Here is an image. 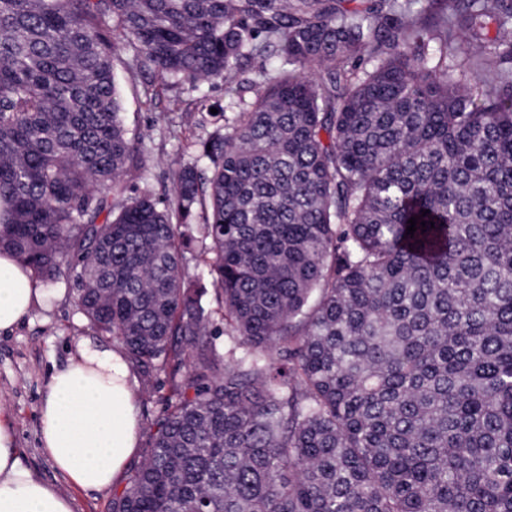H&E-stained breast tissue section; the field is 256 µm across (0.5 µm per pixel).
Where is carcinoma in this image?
I'll return each mask as SVG.
<instances>
[{"instance_id": "obj_1", "label": "carcinoma", "mask_w": 512, "mask_h": 512, "mask_svg": "<svg viewBox=\"0 0 512 512\" xmlns=\"http://www.w3.org/2000/svg\"><path fill=\"white\" fill-rule=\"evenodd\" d=\"M354 2L0 0V250L169 384L112 512H512V0ZM121 56L224 81L164 205Z\"/></svg>"}]
</instances>
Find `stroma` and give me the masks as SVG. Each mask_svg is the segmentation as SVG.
<instances>
[{
  "label": "stroma",
  "mask_w": 512,
  "mask_h": 512,
  "mask_svg": "<svg viewBox=\"0 0 512 512\" xmlns=\"http://www.w3.org/2000/svg\"><path fill=\"white\" fill-rule=\"evenodd\" d=\"M116 79L128 127L134 131L151 128L162 135L145 155L142 168L129 174L128 180L139 189L150 191L156 200L165 201L171 194L176 163L198 161L193 143L203 134L202 129L179 126L168 110L169 100L178 93L186 99L200 93L220 105L224 102V83L219 80L204 84L196 91L184 84L175 90L167 82L121 66L116 69ZM147 82L153 83L159 98L153 106L144 104L138 94ZM45 290L49 298L44 305L33 309L12 332L0 334V401L14 415L16 442L24 466L72 498L74 512H112L111 492H85L72 486L54 469L38 442V413L51 374L68 364L77 340L87 338L101 345L111 342L110 337L96 334L78 312L73 285L66 278L46 285Z\"/></svg>",
  "instance_id": "35a3bbf8"
}]
</instances>
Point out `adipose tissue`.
<instances>
[{
    "instance_id": "adipose-tissue-1",
    "label": "adipose tissue",
    "mask_w": 512,
    "mask_h": 512,
    "mask_svg": "<svg viewBox=\"0 0 512 512\" xmlns=\"http://www.w3.org/2000/svg\"><path fill=\"white\" fill-rule=\"evenodd\" d=\"M44 291L11 252L0 251V333L10 332ZM136 380L122 347L79 340L70 363L50 377L39 410V438L54 468L85 491L118 483L136 454ZM15 430L0 406V512H73L71 499L24 467Z\"/></svg>"
}]
</instances>
